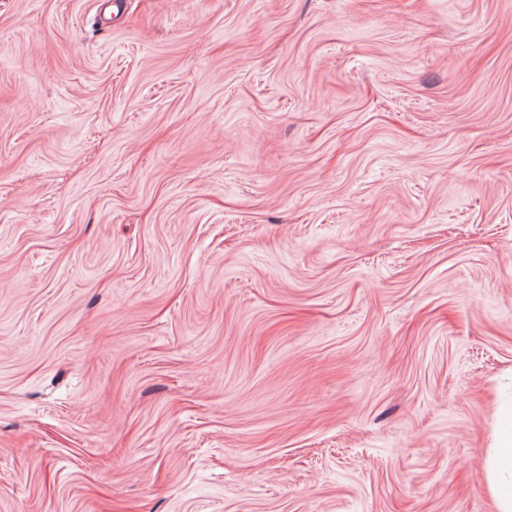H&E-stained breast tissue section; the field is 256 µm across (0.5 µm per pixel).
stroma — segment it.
I'll use <instances>...</instances> for the list:
<instances>
[{"mask_svg":"<svg viewBox=\"0 0 512 512\" xmlns=\"http://www.w3.org/2000/svg\"><path fill=\"white\" fill-rule=\"evenodd\" d=\"M0 0V512H494L512 0Z\"/></svg>","mask_w":512,"mask_h":512,"instance_id":"obj_1","label":"stroma"}]
</instances>
